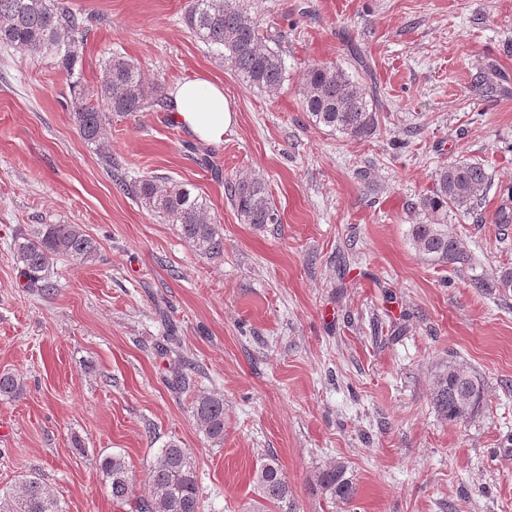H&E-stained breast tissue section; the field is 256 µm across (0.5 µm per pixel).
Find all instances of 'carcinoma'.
I'll return each instance as SVG.
<instances>
[{
    "label": "carcinoma",
    "instance_id": "obj_1",
    "mask_svg": "<svg viewBox=\"0 0 512 512\" xmlns=\"http://www.w3.org/2000/svg\"><path fill=\"white\" fill-rule=\"evenodd\" d=\"M184 23L202 43L217 50L247 86L275 92L288 81L279 45L280 34L261 25L246 0H190ZM89 29L85 19L62 0H0V46L13 48L31 59L49 58L66 76L72 101V119L87 143L96 146L102 162L112 167L106 144L110 116H128L168 107L162 83L149 82L140 65L121 55L105 62L104 78L91 86L82 81V63ZM302 110L312 121L352 139H365L380 129L381 113L374 88L352 78L334 64L314 62L303 71ZM489 175L478 162L455 161L441 166L432 176L431 188L420 202L426 223L411 226L415 249L430 261L444 265L464 259L457 237L448 229V211L469 214L483 199ZM142 208L179 226L181 235L202 256L224 258V231L207 215L205 203L187 185L160 184L145 178L132 184L118 182ZM243 224L262 229L281 218L266 181L248 176L224 183ZM16 261L26 287L46 296L58 292L54 262L65 258L86 264L97 256L96 241L78 224H40L15 244ZM24 380L0 373V399L23 395ZM431 404L451 422L476 416L486 404L484 383L466 362L450 361L437 375ZM192 414L206 439L224 443V398L200 393L193 398ZM112 502L128 512H203L202 493L192 452L177 441L167 443L149 466L147 493H134V480L124 458L106 455L98 459ZM315 487L326 497L352 501L356 485L342 462L329 463L313 476ZM254 490L260 501L279 505L291 496L288 480L275 456L261 461L255 471ZM0 512H66L36 475L19 479L13 491L0 494Z\"/></svg>",
    "mask_w": 512,
    "mask_h": 512
}]
</instances>
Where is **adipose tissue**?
Instances as JSON below:
<instances>
[{"mask_svg":"<svg viewBox=\"0 0 512 512\" xmlns=\"http://www.w3.org/2000/svg\"><path fill=\"white\" fill-rule=\"evenodd\" d=\"M173 120L200 140L221 142L234 119L222 84L206 78L189 79L170 88Z\"/></svg>","mask_w":512,"mask_h":512,"instance_id":"adipose-tissue-1","label":"adipose tissue"}]
</instances>
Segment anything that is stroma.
Returning <instances> with one entry per match:
<instances>
[{
    "label": "stroma",
    "instance_id": "35a3bbf8",
    "mask_svg": "<svg viewBox=\"0 0 512 512\" xmlns=\"http://www.w3.org/2000/svg\"><path fill=\"white\" fill-rule=\"evenodd\" d=\"M66 2L89 20L88 84L117 53L167 88L220 82L235 121L205 143L167 111L112 118L107 166L51 60L0 47V373L26 387L0 399V492L32 473L66 512H124L99 456L122 455L141 495L176 440L204 512H250L271 454L291 488L271 512H512V290L496 286L512 269V225L495 221L512 206V0H249L282 34L276 93L198 41L188 0ZM313 61L376 87L374 136L303 112ZM481 73L499 85L493 99L474 89ZM455 160L483 164L490 182L473 212H449L467 260L441 266L410 227L436 168ZM249 175L265 179L280 223H240L224 182ZM150 176L193 185L224 229L223 260L119 188ZM40 224L81 225L98 245L92 263L57 262L49 297L26 288L14 256ZM451 360L484 383L483 411L464 422L431 404ZM200 392L224 399L222 446L192 416ZM337 461L356 483L348 504L312 486Z\"/></svg>",
    "mask_w": 512,
    "mask_h": 512
}]
</instances>
